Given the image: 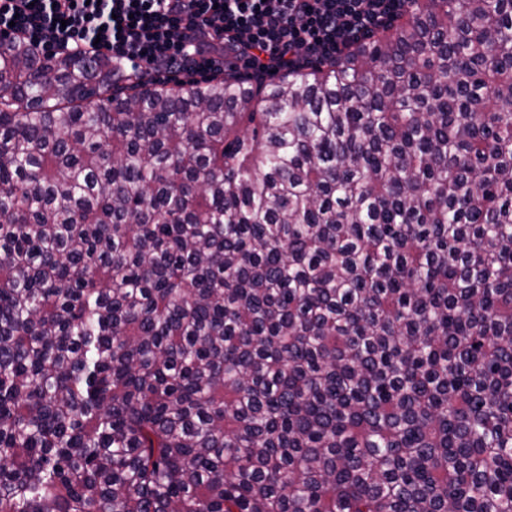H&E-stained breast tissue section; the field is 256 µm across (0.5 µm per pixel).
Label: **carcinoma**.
Here are the masks:
<instances>
[{
    "mask_svg": "<svg viewBox=\"0 0 512 512\" xmlns=\"http://www.w3.org/2000/svg\"><path fill=\"white\" fill-rule=\"evenodd\" d=\"M0 512H512V0L270 83L1 39Z\"/></svg>",
    "mask_w": 512,
    "mask_h": 512,
    "instance_id": "1",
    "label": "carcinoma"
}]
</instances>
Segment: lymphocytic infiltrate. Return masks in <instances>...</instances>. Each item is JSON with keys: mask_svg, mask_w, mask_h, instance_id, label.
<instances>
[{"mask_svg": "<svg viewBox=\"0 0 512 512\" xmlns=\"http://www.w3.org/2000/svg\"><path fill=\"white\" fill-rule=\"evenodd\" d=\"M408 0H0V36L42 55H111L187 76L219 62L261 76L336 60Z\"/></svg>", "mask_w": 512, "mask_h": 512, "instance_id": "obj_1", "label": "lymphocytic infiltrate"}]
</instances>
